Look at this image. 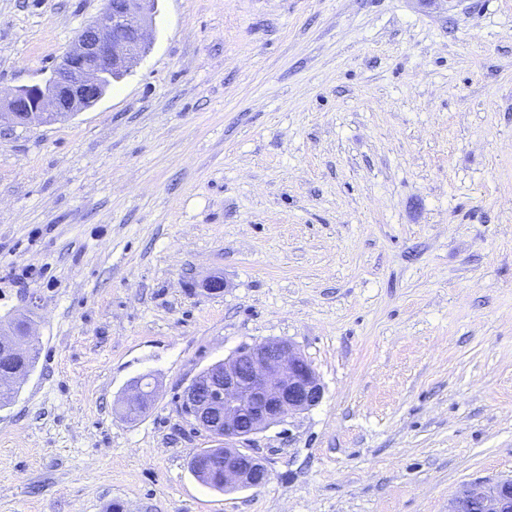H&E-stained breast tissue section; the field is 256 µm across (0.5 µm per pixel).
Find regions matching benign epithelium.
<instances>
[{
	"label": "benign epithelium",
	"mask_w": 512,
	"mask_h": 512,
	"mask_svg": "<svg viewBox=\"0 0 512 512\" xmlns=\"http://www.w3.org/2000/svg\"><path fill=\"white\" fill-rule=\"evenodd\" d=\"M104 12L82 27L72 47L42 83L22 85L0 100V121L32 126L61 120L95 106L149 46L157 0H106ZM32 322L0 336V386L17 388L30 373L26 340ZM156 386L150 376L134 379L122 398L146 410ZM324 387L312 364L284 340L244 345L200 374L184 389L181 410L194 429L213 442L211 460L223 466L224 490L257 488L270 473L239 443L317 406ZM449 512H512V477L473 481L456 495Z\"/></svg>",
	"instance_id": "7a95c632"
}]
</instances>
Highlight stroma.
<instances>
[{
	"label": "stroma",
	"mask_w": 512,
	"mask_h": 512,
	"mask_svg": "<svg viewBox=\"0 0 512 512\" xmlns=\"http://www.w3.org/2000/svg\"><path fill=\"white\" fill-rule=\"evenodd\" d=\"M105 6L0 0V91ZM27 315L0 512H448L512 476V0H158L97 105L0 124V320ZM270 340L324 397L247 441L265 485L214 491L180 396ZM150 376L143 375L134 379L122 398V402L129 408L146 410L154 401L156 386L150 380Z\"/></svg>",
	"instance_id": "stroma-1"
}]
</instances>
